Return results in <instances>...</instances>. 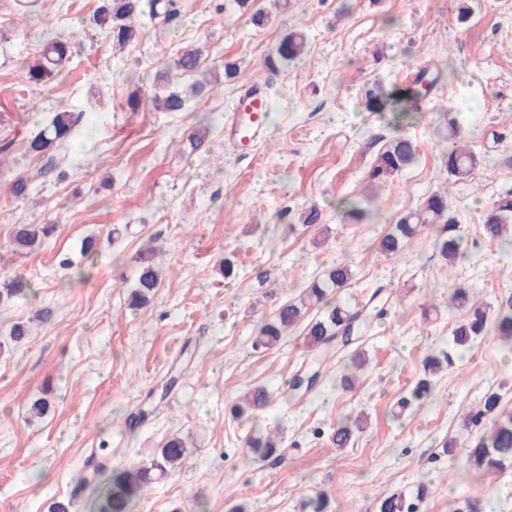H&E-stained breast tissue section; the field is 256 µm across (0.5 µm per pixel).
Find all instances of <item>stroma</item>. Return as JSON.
<instances>
[{
	"mask_svg": "<svg viewBox=\"0 0 512 512\" xmlns=\"http://www.w3.org/2000/svg\"><path fill=\"white\" fill-rule=\"evenodd\" d=\"M102 0H0V145L19 174L34 160L28 139L59 112L71 113L58 175L15 197L0 178V283L31 281L34 292L0 305V512H97L112 472L150 465L172 437L185 439L181 468L152 485L133 512H301L313 491L333 512H377L380 498L432 495L420 512H453L465 497L493 486L495 512H512V468L462 475L468 437L462 423L488 390L512 404V354L487 333L438 378L433 396L393 412L416 382L426 353L447 348L460 313L452 287L465 284L490 306L512 294V240L487 241L482 213L512 190V0H181L171 25L143 13L139 42L113 50L96 26ZM270 13L254 27L251 8ZM306 34V52L273 75L266 88L277 111L265 141L248 154L224 138V119L264 57L289 31ZM79 33L54 76L34 85L22 65L53 38ZM201 47L212 93L186 111L149 104L157 76L183 46ZM237 68L224 77L225 64ZM439 81L418 121L397 127L389 113L367 111L374 83L411 87L418 72ZM138 94L145 103L129 111ZM456 113L464 136L491 160L472 181L442 174L434 134L443 111ZM204 135L201 152L191 133ZM418 145L416 163L382 188L362 222L345 220V199L366 194L377 154L397 134ZM444 191L458 219L467 256L448 266L434 231L406 258L379 253L390 224L434 191ZM320 220L306 227L309 209ZM15 224H52L36 252H14ZM95 253L81 255L85 238ZM161 282L134 309L129 288L147 242ZM74 266L59 267L58 254ZM235 265L225 278L223 260ZM350 264L340 300L364 306L383 288L388 314L359 345L368 361L353 384H341L346 352L323 368L336 386L291 402L275 398L255 418L231 408L254 385L284 388L309 362L302 329L274 348L252 338L278 303L298 296L332 264ZM51 323L34 325L13 343V323L42 307ZM176 385H169V378ZM43 399L41 417L29 414ZM360 417L353 446L328 439L338 417ZM283 431L279 462L253 458L246 445L255 423ZM455 440L453 452L444 442Z\"/></svg>",
	"mask_w": 512,
	"mask_h": 512,
	"instance_id": "1",
	"label": "stroma"
}]
</instances>
